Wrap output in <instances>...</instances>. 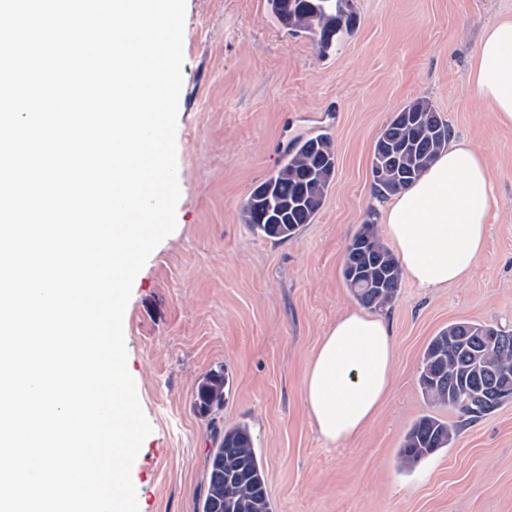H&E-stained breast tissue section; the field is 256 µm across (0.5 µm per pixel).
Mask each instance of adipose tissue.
<instances>
[{"mask_svg":"<svg viewBox=\"0 0 512 512\" xmlns=\"http://www.w3.org/2000/svg\"><path fill=\"white\" fill-rule=\"evenodd\" d=\"M468 82L512 126V15L484 26ZM496 202L487 162L469 141H451L411 187L381 208V223L408 280L426 293L465 281L486 251ZM397 349L381 315L351 309L321 336L302 380L307 413L320 438L358 437L383 407Z\"/></svg>","mask_w":512,"mask_h":512,"instance_id":"ef3b65f1","label":"adipose tissue"}]
</instances>
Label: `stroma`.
Wrapping results in <instances>:
<instances>
[{"instance_id":"obj_1","label":"stroma","mask_w":512,"mask_h":512,"mask_svg":"<svg viewBox=\"0 0 512 512\" xmlns=\"http://www.w3.org/2000/svg\"><path fill=\"white\" fill-rule=\"evenodd\" d=\"M357 23L327 53L280 26L266 0H187L176 127V229L137 274L123 328L127 369L152 431L131 468L140 512H197L217 432L248 424L272 512H512V402L469 422L430 405L422 353L448 324L512 329V128L466 74L483 27L512 0H353ZM432 101L451 134L481 149L499 206L465 282L430 297L403 283L383 314L397 344L392 392L355 440L317 434L302 377L325 330L358 303L342 268L349 239L379 222L371 157L394 112ZM324 132L336 177L313 223L273 241L242 218L252 188L298 141ZM229 389L199 416L201 380ZM457 427L411 471L396 455L410 425Z\"/></svg>"}]
</instances>
